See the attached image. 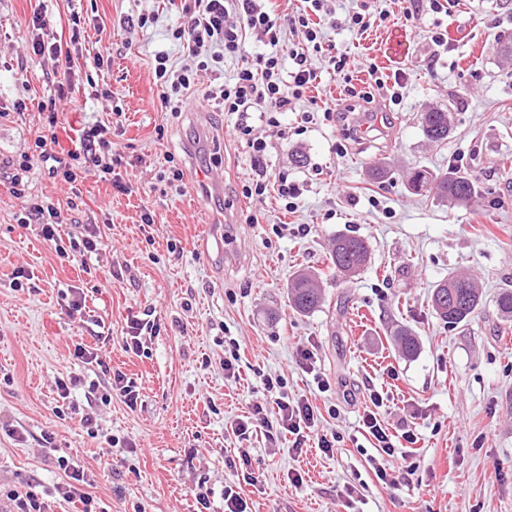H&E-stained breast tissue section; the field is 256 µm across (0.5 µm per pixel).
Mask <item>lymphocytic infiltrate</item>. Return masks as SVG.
<instances>
[{"instance_id":"1","label":"lymphocytic infiltrate","mask_w":512,"mask_h":512,"mask_svg":"<svg viewBox=\"0 0 512 512\" xmlns=\"http://www.w3.org/2000/svg\"><path fill=\"white\" fill-rule=\"evenodd\" d=\"M194 10L187 27L177 29L174 39L186 42L188 61L174 66L167 52L154 56V75L163 94L161 107L172 116H180L191 103L194 93H201L213 109L234 115V129L246 136L250 149L251 172L242 181L241 192L250 201H262L269 191L266 179L268 143L254 136L252 121L255 114L287 111L292 101L301 99L316 81L317 72L311 66L304 48H283L280 44V17L271 0H193ZM32 24L38 34L33 39L32 59L51 58L55 63L52 82L54 96L41 108L45 115L46 132L36 138L34 155H22L10 162L5 179L11 192L21 201L25 224L38 225L43 238L59 242L60 213L51 198L28 195V172L31 158H38L48 176L64 182L77 183L84 164L98 167L102 180L111 182L118 191H126L117 168L122 159L112 152V127L97 123L82 129L71 146H62L58 132L63 127L57 103L74 90L73 58L70 48L57 40L42 14H34ZM266 38L268 53L251 56L249 35ZM240 60L241 65L228 81L198 90L199 72L223 62L224 58ZM261 382L270 398L269 404H253V415L236 421L234 434L245 439L257 430L276 432L290 438L293 452H301L308 442H316L323 452H332L336 438L318 433V408L307 397L289 399L282 378L262 375ZM370 408L359 417L363 436L374 442L378 451L369 463L380 481H387V469L377 460L378 455L395 456L400 443H416L413 430H403L393 436L378 413L383 397L378 391L369 394ZM57 464L66 480L59 492L63 499L80 502L82 512H104L99 503L87 493L89 476L83 467L58 457Z\"/></svg>"}]
</instances>
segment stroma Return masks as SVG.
<instances>
[{
  "label": "stroma",
  "mask_w": 512,
  "mask_h": 512,
  "mask_svg": "<svg viewBox=\"0 0 512 512\" xmlns=\"http://www.w3.org/2000/svg\"><path fill=\"white\" fill-rule=\"evenodd\" d=\"M360 4L330 0L322 48L309 54L317 81L278 126L254 124L270 145V180L301 189L290 213L277 196L258 205L241 196L249 149L229 116L209 107L177 117L162 111L154 55L166 51L181 65L186 55L171 33L187 23L165 0H0V162L31 152L44 125L53 62L28 60L38 9L62 40L82 35L72 53L77 89L60 104L69 135L111 121L131 186L119 192L89 167L73 188L33 165L30 191L59 203L63 240L101 238L95 253L67 258L36 225L18 223L21 204L0 185V485L32 488L54 512H79L58 492L56 459L64 456L84 466L106 512H198L200 489L209 493L207 512H224V488L235 481L225 460L244 452L257 476L245 488L251 512H512V320L496 305L512 285V57L492 49L512 41V0H454L449 11L422 10L409 23L399 0H373L372 13L387 19L363 32L346 21ZM143 13L156 22L134 26ZM436 32L447 48L433 43ZM336 51L351 61L346 75L331 69ZM373 67L405 72L408 93L398 105L354 99L360 130L347 135L323 107L344 83L367 86ZM102 91L115 116L97 100ZM18 99L27 104L19 113ZM433 108L451 112L442 142L429 141L419 123ZM307 110L314 119L305 124ZM299 152L305 163L295 162ZM173 164L187 172L180 192L168 182ZM201 168L222 187L202 185ZM453 168L476 183V197L450 203L410 184L414 172L440 177ZM146 213L152 223H143ZM339 234L371 248L356 275L329 268ZM301 269L324 293L307 315L288 299ZM20 271L28 275L21 284ZM452 272L474 276L483 294L459 326L431 302ZM76 296L85 304L73 313ZM134 317L159 327L143 331L140 355L122 341ZM401 326L419 339L415 358L396 351ZM78 343L95 362L75 357ZM300 343L315 353L314 373L298 361ZM233 349L239 374L230 378L224 356ZM115 371L135 386L137 408L111 395ZM263 373L320 408V433L340 438L334 452L296 454L279 435L238 440L231 425L264 401ZM72 377L79 411L62 416L56 384ZM319 377L328 391L318 390ZM373 390L384 395L379 414L390 432L409 426L418 436L407 450L414 474L387 485L358 428ZM84 414L95 418L96 436L82 427Z\"/></svg>",
  "instance_id": "1"
}]
</instances>
